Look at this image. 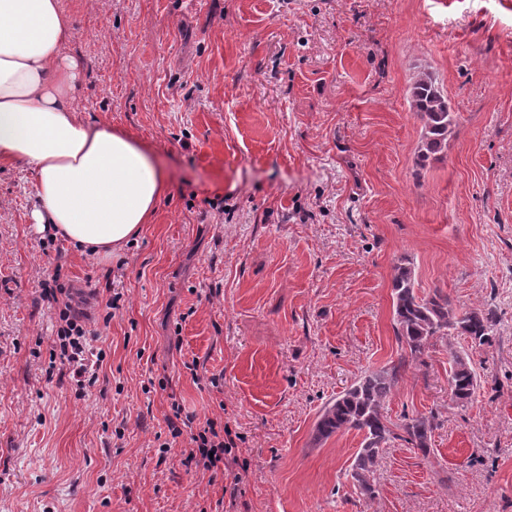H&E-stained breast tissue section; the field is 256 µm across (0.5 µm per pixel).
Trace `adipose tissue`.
I'll use <instances>...</instances> for the list:
<instances>
[{"instance_id": "obj_1", "label": "adipose tissue", "mask_w": 512, "mask_h": 512, "mask_svg": "<svg viewBox=\"0 0 512 512\" xmlns=\"http://www.w3.org/2000/svg\"><path fill=\"white\" fill-rule=\"evenodd\" d=\"M71 33L60 0H0V160L32 172L34 224L107 258L141 232L167 175L130 135L84 118Z\"/></svg>"}]
</instances>
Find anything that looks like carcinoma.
Listing matches in <instances>:
<instances>
[{
    "label": "carcinoma",
    "instance_id": "cac0c4a2",
    "mask_svg": "<svg viewBox=\"0 0 512 512\" xmlns=\"http://www.w3.org/2000/svg\"><path fill=\"white\" fill-rule=\"evenodd\" d=\"M410 107L422 122L418 145V162H426L448 150V137L456 118L448 97L427 74H421L411 84ZM415 269L407 261L395 267L392 280L395 336L417 360L432 340L455 333L470 339L471 347L492 346L496 318L490 311L472 310L458 314L448 296L436 290L420 296L415 289ZM397 370L371 371L342 391L323 409L316 425L315 436L325 440L340 431H355L362 436L349 475L360 493L375 497V467L392 439H400L423 455L430 452L429 442L434 429L431 419L404 417L400 429L393 432L382 413V405L396 381ZM480 376L469 357L452 354L448 378L450 400L465 407L478 392Z\"/></svg>",
    "mask_w": 512,
    "mask_h": 512
}]
</instances>
